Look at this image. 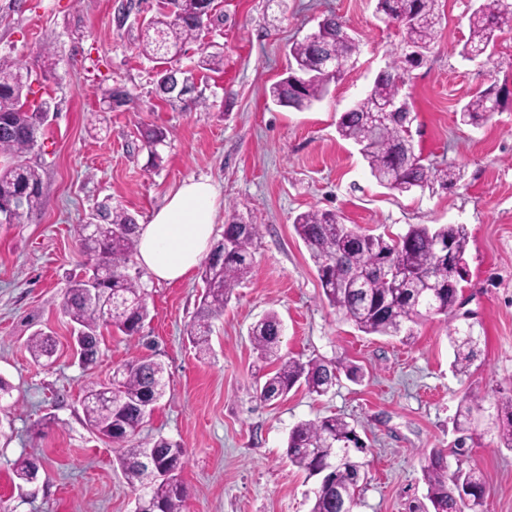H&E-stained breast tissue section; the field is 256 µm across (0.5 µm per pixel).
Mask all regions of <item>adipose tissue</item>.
<instances>
[{"instance_id":"obj_1","label":"adipose tissue","mask_w":512,"mask_h":512,"mask_svg":"<svg viewBox=\"0 0 512 512\" xmlns=\"http://www.w3.org/2000/svg\"><path fill=\"white\" fill-rule=\"evenodd\" d=\"M219 198V187L208 178L183 181L139 226V266L159 282L188 278L211 251Z\"/></svg>"}]
</instances>
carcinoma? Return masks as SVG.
<instances>
[{
	"label": "carcinoma",
	"instance_id": "cac0c4a2",
	"mask_svg": "<svg viewBox=\"0 0 512 512\" xmlns=\"http://www.w3.org/2000/svg\"><path fill=\"white\" fill-rule=\"evenodd\" d=\"M439 0H377V12L401 25L409 46L429 48L435 39ZM223 17L203 13V0H172V10L153 17L139 43L140 53L151 59L181 54L197 39L204 24H216ZM512 30V3L508 0H480L469 16V37L462 56L475 60L495 46L499 34ZM359 49L358 41L336 15L325 17L312 38L295 43L290 54L295 66L288 78L270 87V96L281 106L303 110L321 100L333 79L321 72L326 57L338 60L340 70L350 67ZM409 63L405 56L393 61L374 80L370 93L350 110L342 113L336 130L339 137L358 147L371 175L382 185L399 192L425 190L439 181L443 185L459 178L453 164L438 168L425 163L412 143L411 106L402 99V109L384 121L372 119L376 104L397 100L401 92L398 76ZM28 75L22 68L0 62V156L8 164L0 168V199L18 201L9 223L21 224L33 213L41 197L39 168L30 161L42 135L40 116L50 110L46 99L24 105L22 96ZM503 89L491 85L477 91L457 116L462 125L478 126L493 111L499 110ZM293 227L305 244L318 272L328 304L341 318L368 335H411V325L431 315L457 318L460 282L453 260L465 258L468 232L463 224H411L398 239L367 234L345 224L331 211L309 210L295 216ZM138 225L122 208L102 206L101 223L92 233L79 230L78 243L92 261L91 274L74 279L62 301L63 313L86 333L84 362L97 354V330L109 324L133 336L148 315L144 289L127 272V264L137 251ZM259 233L255 224L233 221L224 225V241L212 253L216 262L206 261L205 283L187 336L199 353H209L212 321L224 314V307L251 269L250 257ZM397 264L410 275L408 287L393 288L373 268ZM112 294L117 306L112 316L85 297L87 280ZM281 322L270 312L252 328L254 349L260 358L273 359L278 366L259 387V398L277 400L295 386L313 395H324L336 385L340 368L323 359L300 362L279 355ZM448 339L454 348V366L467 371L477 357L478 337L473 326L452 328ZM27 348L35 360H49L54 340L39 331L28 340ZM165 369L147 358H136L112 375L108 384L89 385L83 398L86 423L99 437L120 447L117 461L127 482L140 491L139 500L150 512H183L187 488L178 472L185 464L186 450L164 437H139L145 415L140 407L163 396ZM480 402L466 396L456 412L455 431L460 436L452 453L457 461L467 456L468 442L480 434L472 428ZM499 447L512 450V393L495 402ZM365 444L355 427L336 415L297 423L289 432L286 454L289 462L317 478L310 512H356L361 502L364 481L359 453ZM423 479L433 512H483L486 485L474 468L448 472L446 457L439 451L423 457ZM38 472L36 460L26 456L15 464L18 479L30 481Z\"/></svg>",
	"mask_w": 512,
	"mask_h": 512
}]
</instances>
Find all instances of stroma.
Here are the masks:
<instances>
[{
	"instance_id": "1",
	"label": "stroma",
	"mask_w": 512,
	"mask_h": 512,
	"mask_svg": "<svg viewBox=\"0 0 512 512\" xmlns=\"http://www.w3.org/2000/svg\"><path fill=\"white\" fill-rule=\"evenodd\" d=\"M159 0H0V57L30 72V101L52 100L44 135L31 155L40 167V208L21 224H0V512H135L138 496L116 462V446L84 420L81 400L92 382L137 356L165 368L164 397L141 434L180 442L189 491L184 512H310L315 479L286 456L298 422L338 415L367 444V485L357 512H424L429 502L421 459L448 451L463 396L492 407L512 389V31L490 55H461L478 0H440L436 36L404 87L413 106V144L435 166L453 163L449 187L398 193L381 186L357 148L341 140L342 112L365 97L377 73L406 47L397 25L375 12L376 0H216L224 23L203 30L177 63L222 55L217 71L198 73L200 107L170 106L156 91L155 62L136 43ZM359 40L344 77L299 111L276 105L269 87L291 60L290 48L329 13ZM507 86L498 112L478 127L456 114L477 90ZM126 105L108 109L110 91ZM167 139L153 161L142 133ZM190 177L221 190L217 225L255 223L252 268L221 318L211 350L198 357L186 336L203 290L200 272L159 283L130 262L147 293L149 315L135 338L102 331L99 353L83 365L72 348L74 325L61 309L74 276L90 263L77 242L102 203L120 206L139 224ZM390 237L412 224H463L469 231L462 315L430 316L409 339L366 335L326 301L317 270L293 229L311 210ZM282 324V355L353 365L362 377L340 378L328 394L293 388L260 402L263 364L250 341L268 312ZM473 325L481 354L468 372L454 367L450 326ZM55 341L51 362L35 361L28 338ZM468 466L487 486L484 512H512V451L497 447L491 418ZM37 455L35 482L16 478L14 462Z\"/></svg>"
}]
</instances>
